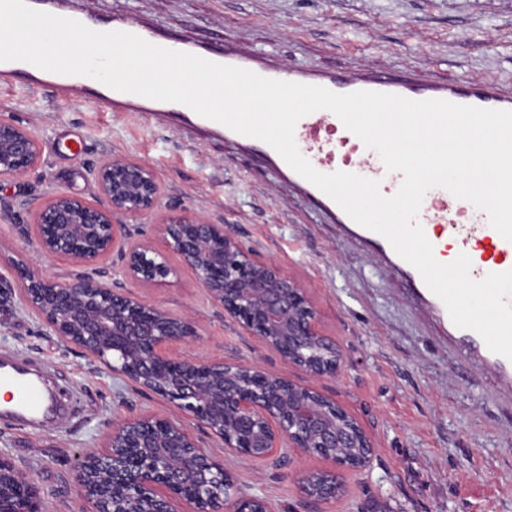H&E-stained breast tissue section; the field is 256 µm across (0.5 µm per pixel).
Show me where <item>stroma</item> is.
Masks as SVG:
<instances>
[{"instance_id": "obj_1", "label": "stroma", "mask_w": 512, "mask_h": 512, "mask_svg": "<svg viewBox=\"0 0 512 512\" xmlns=\"http://www.w3.org/2000/svg\"><path fill=\"white\" fill-rule=\"evenodd\" d=\"M65 6L108 20L128 17L205 48L231 44L291 68L486 78L512 88V0H66ZM0 117L30 130L42 148L36 170L0 182V202L10 208L9 218L0 219V277L12 278L14 263L24 260L53 280L72 279L79 266L40 256L34 241L19 238L17 224L32 223L61 191L95 201L92 171L106 158L144 162L159 182L160 205L130 221L133 241L164 249L159 224L175 207L235 225L247 247L302 284L324 333L342 349L340 372L314 386L361 422L375 451L367 469L340 472L342 493L328 512H512V386L476 369L397 268L283 184L260 156L50 89L0 85ZM167 261L172 273L160 286L125 275L114 255L96 271L114 287L196 322L201 336L181 346L183 356L289 372L278 353L225 319L177 255ZM0 352L50 371L71 406L63 422L44 429L0 421V452L28 468L49 512H74L75 458L101 446L112 419L142 410L180 415L162 398L94 370L19 305L0 304ZM286 459L258 467L228 457L224 465L277 512H297L298 477L333 464L293 450Z\"/></svg>"}]
</instances>
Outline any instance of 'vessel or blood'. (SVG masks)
Instances as JSON below:
<instances>
[{
    "label": "vessel or blood",
    "instance_id": "b4317fda",
    "mask_svg": "<svg viewBox=\"0 0 512 512\" xmlns=\"http://www.w3.org/2000/svg\"><path fill=\"white\" fill-rule=\"evenodd\" d=\"M76 19L95 31L102 32L109 28L132 33L152 44L190 54L198 52L206 60L241 67L265 78L322 86L339 94L366 90L396 94L411 100L443 99L460 105L512 110V90L488 79L458 82L417 75L388 76L374 72L347 75L330 70L286 69L272 59L261 56L243 55L228 49L208 48L200 51L188 42L168 41L158 29L127 19H116L109 25L87 14H77ZM1 76L14 78L22 86L32 90L64 89L70 95L83 97L115 112L162 116L174 121L182 129L236 141L259 151L271 167L284 178L301 185L306 194L316 200L326 213L337 216L341 223L346 224L350 221L349 216L341 211L331 198L298 176L271 146L258 139L238 134L221 123L203 118L185 105L116 91L86 76L57 74L23 61L0 62ZM350 136V131L340 119L327 110H319L303 117L295 131L301 153L317 171L325 174L336 172V145L348 142ZM346 169L363 177L378 180L381 193L387 197L395 194L398 184L403 180L402 173L387 171L380 156L372 153L360 157L357 162L347 164ZM451 198L449 191L442 188L433 189L430 202L421 207L419 212V221L425 232L435 231L433 219L439 210L447 206ZM468 218V223L449 225L447 238L433 239L436 259L452 260L465 253L470 255L472 264L477 265L482 273L512 269V242L505 240L490 226L486 213L475 210L469 213ZM354 232L405 274L427 310L437 316L458 344L468 351L482 368L493 371L502 382L512 383V360L491 352L476 332L453 326L443 302L426 286L419 272L398 256L383 236L359 225L355 226ZM0 384L14 388L17 393V398L11 406L0 408L1 419L25 426L46 420L55 410V404L45 391L35 370L29 363L13 355L0 354Z\"/></svg>",
    "mask_w": 512,
    "mask_h": 512
}]
</instances>
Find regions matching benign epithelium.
Listing matches in <instances>:
<instances>
[{
    "instance_id": "obj_1",
    "label": "benign epithelium",
    "mask_w": 512,
    "mask_h": 512,
    "mask_svg": "<svg viewBox=\"0 0 512 512\" xmlns=\"http://www.w3.org/2000/svg\"><path fill=\"white\" fill-rule=\"evenodd\" d=\"M41 157L32 132L0 118V181L35 170ZM94 178L99 200L59 192L36 211L33 224L17 225L18 234L36 239L42 256L87 266L116 252L125 274L163 282L171 274L166 256L132 243L128 228V221L158 207L153 170L112 157L96 167ZM160 233L224 317L310 377L338 374L342 350L323 333L305 288L245 248L232 225L178 213L164 220ZM15 272L18 287L0 282L1 296L17 301L97 368L174 404L224 447L222 456L208 452L179 419L148 411L115 418L102 446L76 460L77 512H276L267 497L238 486L224 456L274 464L292 448L342 469L371 462L369 435L332 396L255 364L181 356L177 347L200 336L191 319L102 278L79 275L59 283L27 264ZM340 490L336 472L317 473L302 483L303 512H324ZM43 504L28 470L0 452V512H47Z\"/></svg>"
}]
</instances>
